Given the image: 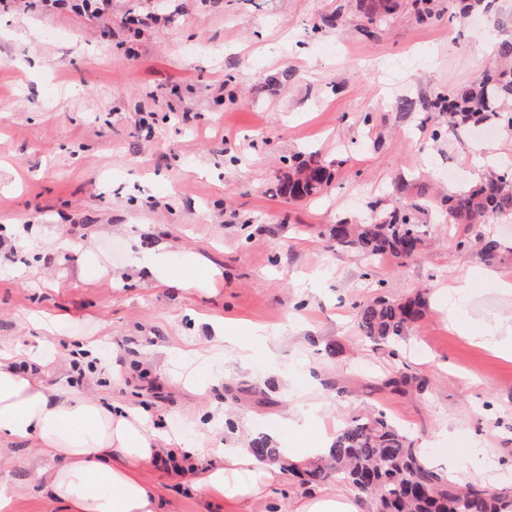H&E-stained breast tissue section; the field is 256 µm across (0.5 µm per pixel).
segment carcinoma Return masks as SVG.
I'll use <instances>...</instances> for the list:
<instances>
[{
	"mask_svg": "<svg viewBox=\"0 0 512 512\" xmlns=\"http://www.w3.org/2000/svg\"><path fill=\"white\" fill-rule=\"evenodd\" d=\"M397 9L393 0H374L367 6L368 23ZM423 106L445 114L447 130L452 133L491 115L512 128V41L498 43L494 58L476 81L438 91ZM334 178L332 163L311 153L291 164L279 193L294 199L314 197ZM444 203L448 223L471 231L472 237L459 241V245L478 246L480 261L489 267L512 259L511 246L483 233V226L493 218L512 217V174L498 168L475 185L449 193ZM416 209V204L400 201L376 220L330 224L323 235L369 263L384 259L401 263L420 256L425 247ZM426 308V298L421 294L394 300L375 297L357 305V326L373 349L394 356V346L423 319ZM382 387L405 395L422 391L424 382L413 373L394 369L386 374ZM250 451L259 460L282 465L279 452L265 439L251 441ZM286 469L303 485H321L334 477L369 497L373 512H512L511 490L456 484L427 461L416 440L383 410L348 416L325 457L290 463Z\"/></svg>",
	"mask_w": 512,
	"mask_h": 512,
	"instance_id": "carcinoma-1",
	"label": "carcinoma"
}]
</instances>
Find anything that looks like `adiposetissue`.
I'll return each instance as SVG.
<instances>
[{
  "mask_svg": "<svg viewBox=\"0 0 512 512\" xmlns=\"http://www.w3.org/2000/svg\"><path fill=\"white\" fill-rule=\"evenodd\" d=\"M43 368L40 353L29 350L20 358L0 351V512H10L16 493L13 456L29 444L48 461L36 466L35 481L67 512H160L145 472L167 455L194 464V488L233 501L236 512H252L253 501L276 479V468L244 447L225 449L219 465L199 464L211 435L194 445L181 443L152 427L132 405L87 389L47 385ZM316 420L312 410L289 412L284 424L300 442L283 449V456L317 458L327 451L334 435L315 430Z\"/></svg>",
  "mask_w": 512,
  "mask_h": 512,
  "instance_id": "obj_1",
  "label": "adipose tissue"
}]
</instances>
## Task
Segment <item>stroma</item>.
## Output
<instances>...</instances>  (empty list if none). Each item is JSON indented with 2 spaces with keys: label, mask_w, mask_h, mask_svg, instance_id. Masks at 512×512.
<instances>
[{
  "label": "stroma",
  "mask_w": 512,
  "mask_h": 512,
  "mask_svg": "<svg viewBox=\"0 0 512 512\" xmlns=\"http://www.w3.org/2000/svg\"><path fill=\"white\" fill-rule=\"evenodd\" d=\"M399 2L372 26L359 0H112L98 17L0 0V347H42L49 382L122 398L186 443L209 432L246 446L291 408L319 410L329 428L377 408L440 470L470 458L457 482L512 489V360L475 342L512 323L499 288L512 266L459 249L464 226L441 216L449 189L478 181L475 156L492 146L512 162V131L490 119L438 137L420 106L477 78L473 47L486 33L512 37V0L466 21L437 0L429 23ZM134 4L155 16L136 32ZM312 152L334 162L331 186L279 195L289 158ZM402 199L425 209L418 259L369 264L322 235L369 220L368 201ZM32 229L36 247L24 239ZM58 238L89 246L103 276L54 252ZM140 245L164 248L175 270L196 253L221 276L211 288L159 283L132 265ZM462 286L467 297L449 307V288ZM418 291L429 309L396 357L366 345L355 303ZM224 319L237 336L273 330L271 356L241 367L212 333ZM81 345L96 367L80 380L70 356ZM394 367L424 390L383 389ZM33 454H16L13 512H66L32 490ZM147 479L164 512H226L193 489V472L159 462ZM328 491L349 488H303L283 470L252 512H293Z\"/></svg>",
  "instance_id": "obj_1"
}]
</instances>
